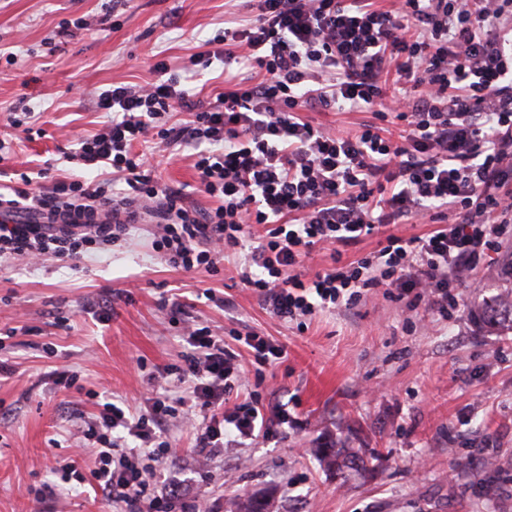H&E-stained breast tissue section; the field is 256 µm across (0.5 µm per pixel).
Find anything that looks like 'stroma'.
<instances>
[{"instance_id": "stroma-1", "label": "stroma", "mask_w": 512, "mask_h": 512, "mask_svg": "<svg viewBox=\"0 0 512 512\" xmlns=\"http://www.w3.org/2000/svg\"><path fill=\"white\" fill-rule=\"evenodd\" d=\"M105 2L0 0V140L11 147L13 169L48 163L53 177L79 176L60 150L110 121L96 109L102 90L151 81L150 67L162 59L182 72L225 22L250 17L244 0H132L115 29L99 23ZM77 17L87 29L59 43V24ZM21 116L25 125H15ZM136 149L153 156L160 183L192 187L193 205L215 206L196 189L190 148L151 138ZM154 233L140 225L127 244L76 269L52 259L0 263V354L16 367L0 379V512H123L88 484L61 482L55 465L91 467L77 428L80 416L97 411L93 393L130 400L185 391L173 375L149 380L188 350L170 320L173 299L184 304L182 321L224 337L249 326L284 344L287 358L256 391L263 402L287 405L301 425L287 438L249 441L201 463L190 437L171 427L180 455L157 463L158 485L179 479L204 512H231L248 494L267 496L269 512H512V331L483 327L469 313L473 299L512 286L499 263L481 270L480 291L463 288L451 319L379 296L319 314L300 331L235 285L233 269L166 266ZM207 288L233 299V308L208 301ZM102 301L112 306L105 325L91 313ZM59 366L77 372V388L53 384ZM331 447L360 449L365 470L326 469L319 451ZM45 483L57 494L36 504L33 491Z\"/></svg>"}]
</instances>
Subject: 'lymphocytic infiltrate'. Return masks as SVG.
Instances as JSON below:
<instances>
[{
    "instance_id": "f902f5d3",
    "label": "lymphocytic infiltrate",
    "mask_w": 512,
    "mask_h": 512,
    "mask_svg": "<svg viewBox=\"0 0 512 512\" xmlns=\"http://www.w3.org/2000/svg\"><path fill=\"white\" fill-rule=\"evenodd\" d=\"M252 16L209 39L207 61L224 66L216 102L201 99L165 61L159 81L100 93L111 113L78 138L68 162L108 168L102 180L21 176L0 191V260L49 257L80 266L157 225L153 249L185 272H217L234 260L243 288L291 323L353 309L376 294L451 318L460 289L512 235V0H249ZM368 112L353 133H333L310 115ZM189 113L186 124L173 113ZM157 135L194 150L197 189L215 207L192 205L183 188L160 184L135 142ZM49 178V177H48ZM396 224L355 259L349 247ZM330 263L307 265L314 249ZM189 347L175 372L187 396L148 397L134 410L104 402L79 426L94 457L62 480L89 482L127 512H199L178 481L157 490L154 464L172 453L169 426L185 402L204 459L230 444L277 437L286 407L257 395L235 400L249 376L286 357L283 344L250 330L237 350L210 327L183 330Z\"/></svg>"
}]
</instances>
